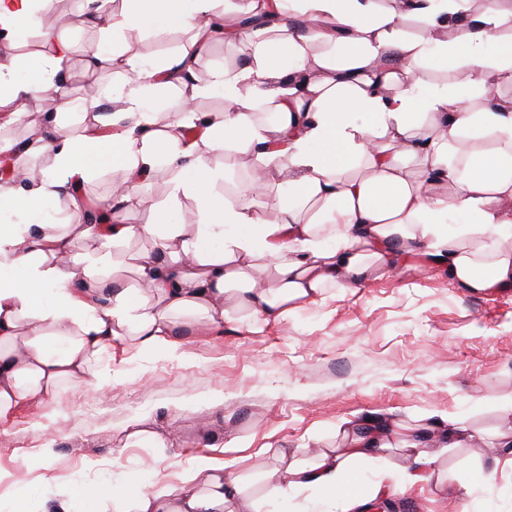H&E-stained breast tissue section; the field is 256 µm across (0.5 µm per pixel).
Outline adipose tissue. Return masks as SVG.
Instances as JSON below:
<instances>
[{"label": "adipose tissue", "instance_id": "obj_1", "mask_svg": "<svg viewBox=\"0 0 512 512\" xmlns=\"http://www.w3.org/2000/svg\"><path fill=\"white\" fill-rule=\"evenodd\" d=\"M113 37L127 30H194L192 44L163 64L140 61L129 44L119 57L132 78L113 98L115 128L103 135L51 129L52 163L20 187L13 166L0 167V419L43 401L64 383L96 377L114 346L176 351V327H217L235 320L255 328L405 266L443 265L462 290L486 294L512 286V0H492L460 17L459 0H289L281 19L242 28L254 9L240 0L214 23L219 0H94ZM423 31L406 32L410 20ZM242 44L244 66L217 69L196 92L221 89L222 114L184 112L169 119L155 106L162 88L186 86L198 45L216 37ZM46 66L30 80L0 62V108L50 93L63 97L55 67L68 41L45 31ZM452 79L428 93V72ZM268 103L272 120L258 116ZM174 175L167 204L148 202L140 181L163 161ZM254 152L281 182L254 180L225 201L219 172L205 156ZM122 170L112 190L126 209L148 208L146 224H90L79 202L53 223L52 200L104 162ZM195 202L189 224L174 223L180 198ZM264 198L262 217L254 204ZM475 224L448 227L453 214ZM100 244L83 267L68 263L76 239ZM147 249L114 258V243ZM409 429L373 421L346 434L338 450L306 464L288 462L268 477L272 496L315 484L348 507L351 462L396 443L413 451L409 483L430 478L434 455L414 447ZM76 497L106 512H255L223 465L201 459L193 477L160 491L78 487Z\"/></svg>", "mask_w": 512, "mask_h": 512}]
</instances>
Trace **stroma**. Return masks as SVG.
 I'll return each instance as SVG.
<instances>
[{
	"label": "stroma",
	"mask_w": 512,
	"mask_h": 512,
	"mask_svg": "<svg viewBox=\"0 0 512 512\" xmlns=\"http://www.w3.org/2000/svg\"><path fill=\"white\" fill-rule=\"evenodd\" d=\"M72 17L60 34L67 86L92 81L112 112L111 97L131 73L113 60L111 38L91 19L86 0H47L31 34L0 38V59L15 58L17 78L44 61L41 33L53 16ZM188 29H134L126 37L143 61L162 62L187 46ZM241 63L224 39L203 46L199 79ZM27 122L9 126L12 140L68 124L81 134L90 118L59 113L48 95L28 100ZM181 354L118 347L101 367L121 385H62L40 405H23L0 422V512H42L46 499L83 484L153 490L178 482L207 457L240 478L259 512H325L316 487L289 488L268 500L267 477L281 469L280 449L308 460L342 445V428L380 417L415 429L436 415L460 421L480 442L439 457L434 481L403 483L410 452L392 448L354 461L362 492L380 486L396 512H512V447H497L512 428L502 411L512 398V288L484 295L462 291L438 268H403L359 288L332 290L321 302L255 329L228 322L198 337L182 330ZM162 432L166 447L127 440L131 423ZM497 469H490L492 458Z\"/></svg>",
	"instance_id": "1"
}]
</instances>
